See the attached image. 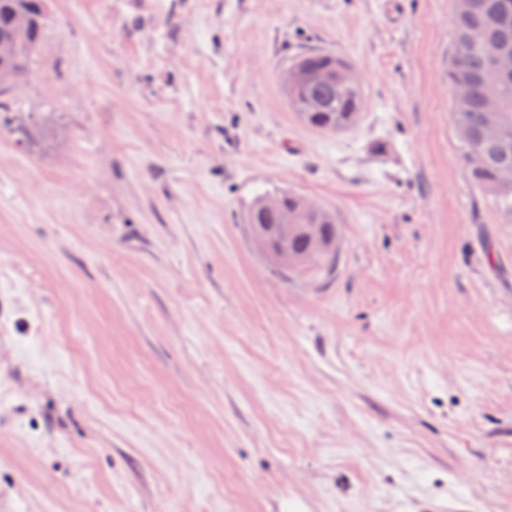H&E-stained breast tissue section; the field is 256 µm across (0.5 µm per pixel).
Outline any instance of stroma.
<instances>
[{
	"mask_svg": "<svg viewBox=\"0 0 512 512\" xmlns=\"http://www.w3.org/2000/svg\"><path fill=\"white\" fill-rule=\"evenodd\" d=\"M0 129V512H512V224L451 0H46ZM347 57L323 133L281 86ZM336 213L283 279L254 199ZM288 68H295L303 75L317 70H328L341 75L345 89L340 91L335 81L316 82L305 79L298 83L301 76L296 70H286L282 73L284 92L288 105L297 112L301 120L308 126L326 133L336 132L349 127L352 123V113L355 116L359 106V97L355 84L350 80L349 72L353 70L351 63L344 57L325 50H310L294 57ZM333 74H319L317 79H334ZM278 194L282 195L288 209V219H285L283 224L279 223L280 219L277 215L262 212L261 201L264 196L259 197L251 205L246 215V223L252 224L253 235L265 257L284 270L302 266L290 272L277 268L280 272L290 273V276L310 280L330 277L336 267V256L333 257L329 253H316L309 259L307 255L294 254L288 251L283 234L288 233V225H291L289 228L300 229L305 227V224H323L329 235L336 240L335 216L322 205L301 195L287 192ZM335 240L330 246L331 251L337 252V240Z\"/></svg>",
	"mask_w": 512,
	"mask_h": 512,
	"instance_id": "1",
	"label": "stroma"
}]
</instances>
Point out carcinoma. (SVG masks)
Here are the masks:
<instances>
[{
    "mask_svg": "<svg viewBox=\"0 0 512 512\" xmlns=\"http://www.w3.org/2000/svg\"><path fill=\"white\" fill-rule=\"evenodd\" d=\"M452 0L454 53L448 65V84L463 85L465 102L452 103L454 125L465 128L470 143L462 145V161L471 181L492 197L499 210H512V76L491 87L485 80L491 53L498 48L512 51V0H468V8L457 9ZM47 13L44 0H0V40L13 44V53L0 58V96L28 69L30 59L42 39ZM290 67L308 75L317 70L338 74L344 81L339 90L334 81L304 80L288 88L285 95L289 107L308 126L326 133L349 127L352 112L359 106L355 84L350 81L351 63L344 57L325 50L298 54ZM498 102L502 134L488 138L485 132L491 115L486 107L490 97ZM480 155L474 165L470 153ZM288 209V224L297 230L307 224H321L331 237H336L335 216L322 205L294 193H282ZM280 219L261 210L256 200L246 215L248 224H277ZM336 267L329 253H316L290 275L310 280L326 279Z\"/></svg>",
    "mask_w": 512,
    "mask_h": 512,
    "instance_id": "obj_1",
    "label": "carcinoma"
}]
</instances>
